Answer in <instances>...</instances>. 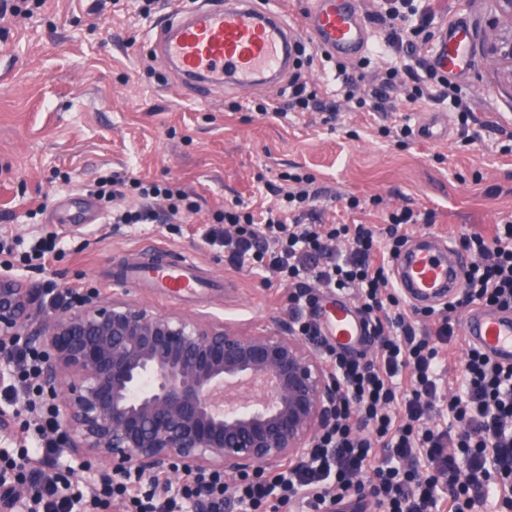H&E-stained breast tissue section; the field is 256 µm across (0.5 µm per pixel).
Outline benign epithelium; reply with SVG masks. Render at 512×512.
<instances>
[{
  "mask_svg": "<svg viewBox=\"0 0 512 512\" xmlns=\"http://www.w3.org/2000/svg\"><path fill=\"white\" fill-rule=\"evenodd\" d=\"M486 52L512 82V25ZM40 352L37 378L63 420L58 447L80 468L153 478L264 475L302 463L336 405V379L291 324L243 333L205 316L155 313L113 293L50 296L0 270V387L11 358ZM18 412L0 408L8 439ZM31 490L0 473V512H20Z\"/></svg>",
  "mask_w": 512,
  "mask_h": 512,
  "instance_id": "1",
  "label": "benign epithelium"
}]
</instances>
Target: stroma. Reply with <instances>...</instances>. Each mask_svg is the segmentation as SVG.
Listing matches in <instances>:
<instances>
[{"label": "stroma", "instance_id": "obj_1", "mask_svg": "<svg viewBox=\"0 0 512 512\" xmlns=\"http://www.w3.org/2000/svg\"><path fill=\"white\" fill-rule=\"evenodd\" d=\"M462 2L472 67L452 84L470 111L464 127L453 102L411 103L403 88L394 111L345 108L328 125L318 112H259L279 100L276 88L218 87L210 99L194 98L143 51L186 0H155L146 13L137 0H41L29 15H0V240L9 246L0 268L37 288L108 297L115 264L137 263L143 246L155 244L174 257L192 254L204 276L224 285L183 302L131 286L128 299L251 332L289 319L290 290L260 270L234 268L205 233L225 206L270 205L286 175L311 177L314 207L326 220L379 225L385 212L407 206L434 215L433 223L409 225L408 236L491 234L512 221V83L486 56L485 39L508 21L496 0H433L436 23ZM296 73L318 99L339 100L335 60L310 46ZM425 112L447 114L448 141L414 136L402 144L385 135ZM115 173L175 183L194 209L179 224L113 223L111 198L95 188ZM352 197L361 213L347 212ZM78 212L85 224L76 229L69 218ZM51 237L57 247L46 261L29 258L35 242Z\"/></svg>", "mask_w": 512, "mask_h": 512}]
</instances>
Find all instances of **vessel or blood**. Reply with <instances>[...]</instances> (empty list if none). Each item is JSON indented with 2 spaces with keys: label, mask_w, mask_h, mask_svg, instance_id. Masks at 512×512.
Instances as JSON below:
<instances>
[{
  "label": "vessel or blood",
  "mask_w": 512,
  "mask_h": 512,
  "mask_svg": "<svg viewBox=\"0 0 512 512\" xmlns=\"http://www.w3.org/2000/svg\"><path fill=\"white\" fill-rule=\"evenodd\" d=\"M469 35L465 9H458L437 37L433 62L441 74L466 73L463 52ZM348 61L365 54L371 28L357 0H309L300 25H293L267 0H192L173 16L151 44L157 57L203 95L212 87L242 90L279 86L290 72L303 41ZM427 142L448 138L437 116L418 127ZM468 266L455 242L433 234L419 236L393 262L395 286L414 307H429L450 298L460 288ZM126 279L153 288L169 300H186L201 288L218 287L216 279L201 280L188 256L176 262L125 268ZM324 333L337 346L356 347L364 334L354 304L343 296L330 299L322 310ZM468 341L501 363L512 364V313L476 306L463 320Z\"/></svg>",
  "instance_id": "b4317fda"
}]
</instances>
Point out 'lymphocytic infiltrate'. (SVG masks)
<instances>
[{
  "mask_svg": "<svg viewBox=\"0 0 512 512\" xmlns=\"http://www.w3.org/2000/svg\"><path fill=\"white\" fill-rule=\"evenodd\" d=\"M372 18L384 26L385 50L401 65L387 69L365 99L356 98L354 78L343 76L346 99L386 111L403 75L412 84L409 101H447V77L413 52L415 38L432 36L430 9L417 0H378ZM311 107L323 112L324 123L335 122L337 105L316 102L314 93L295 81L268 109L284 118ZM291 181L292 189H275L277 203L263 220L228 207L217 215L218 225L208 230L206 239L227 249L233 266L252 265L290 287L289 300L302 314L298 333L318 345L336 377L339 399L332 424L309 461L293 472L246 477L230 491L221 477H191L165 498L158 496L155 481L105 479L88 512H101L115 496L125 499L126 512H187L203 495L217 507L234 499L246 512H267L272 496L281 507L302 499L309 512H337L364 496L371 497L377 512H481L490 498L512 489V365L471 346L458 361L455 387L444 386L456 338L454 313L473 305L512 310V224L497 225L489 239L460 235L462 250L475 257L461 292L428 328L418 330L392 279L393 260L407 242L403 228L418 221L415 211L390 212L379 227L314 224L310 177L295 175ZM98 188L115 199L130 194L139 198L137 208L113 212L116 224L170 222L180 213L182 192L172 184L115 174L101 178ZM159 199L167 201L166 213L154 208ZM313 283L335 294L356 293L378 345L374 358L328 344L313 315ZM59 429L57 414L46 413L31 450L10 464L34 490L30 512H57L77 478L71 471L49 476L38 466L39 460L56 453Z\"/></svg>",
  "mask_w": 512,
  "mask_h": 512,
  "instance_id": "lymphocytic-infiltrate-1",
  "label": "lymphocytic infiltrate"
}]
</instances>
